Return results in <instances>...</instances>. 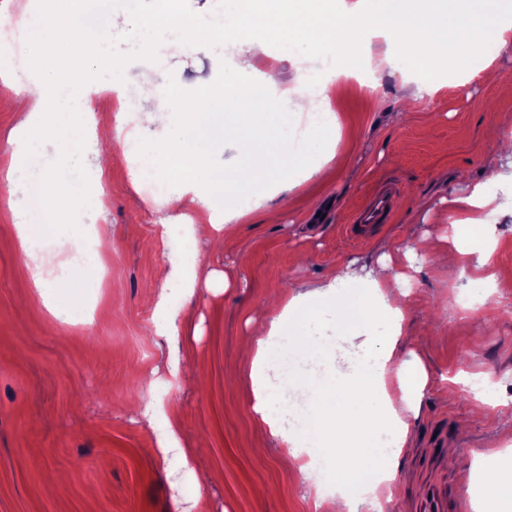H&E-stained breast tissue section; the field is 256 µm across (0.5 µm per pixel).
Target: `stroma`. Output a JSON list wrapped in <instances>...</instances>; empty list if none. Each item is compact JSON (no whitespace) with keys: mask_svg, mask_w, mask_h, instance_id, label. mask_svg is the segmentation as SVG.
<instances>
[{"mask_svg":"<svg viewBox=\"0 0 512 512\" xmlns=\"http://www.w3.org/2000/svg\"><path fill=\"white\" fill-rule=\"evenodd\" d=\"M106 32L96 50L73 68L95 71L99 57L126 64V88L136 105L155 102L167 81L195 90L192 74L218 69L230 42L176 52V30L149 34L138 12ZM495 80L443 86L403 112L406 76L377 71V88L353 77L332 84L335 157L315 177L270 201L279 217L265 223L252 212L220 243L169 238L179 210L166 204L176 190L166 175L134 180L123 152L99 167L97 144L81 149L67 178L98 174L105 206L55 225L48 253L55 269L70 259V237L96 224L111 240L101 290L85 293L66 314L34 288L16 239L31 223L0 189V512H317V492L336 487L338 466L324 461L303 475L288 465L283 439L252 412V364L243 354L258 325H270L272 297L334 275L344 264L372 266L404 248L447 250L448 200L479 180H492L496 139H512V49L495 57ZM386 182L401 193L389 223L352 237L344 226ZM493 264L498 287L475 297L473 267L424 268L405 301L409 310L398 348L416 352L428 377L421 411L412 419L414 450L400 460L395 480L380 484L357 512H462L476 500L468 488L475 454L488 443L512 448V222L496 227ZM195 252L202 267L227 276L228 287L199 282L190 301L173 297L179 315L170 335L145 304L148 284L182 266ZM332 346L322 353L323 375L359 363L384 336L346 341L334 325L320 329ZM177 344L179 375H171L169 346ZM489 386L495 401L473 413L475 395ZM176 411L184 447H201L196 470L209 474L204 491L169 468L154 449L161 414Z\"/></svg>","mask_w":512,"mask_h":512,"instance_id":"obj_1","label":"stroma"}]
</instances>
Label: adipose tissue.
<instances>
[{
    "label": "adipose tissue",
    "mask_w": 512,
    "mask_h": 512,
    "mask_svg": "<svg viewBox=\"0 0 512 512\" xmlns=\"http://www.w3.org/2000/svg\"><path fill=\"white\" fill-rule=\"evenodd\" d=\"M157 5L140 18L152 30L178 29L196 50L208 45L207 28L188 26L180 0H156ZM276 35L288 51V76L282 94L267 84L244 83L242 65L267 54L268 35ZM224 39L234 41L239 60L224 70L221 91L203 96L184 107L180 128H173L165 109L147 113L152 126L148 143L137 156L138 172L176 171L178 189L168 196L177 209L200 214L191 224L192 239H208L234 214H221L225 198L247 196L252 207H261L272 190L293 189L290 171L305 177L318 174L330 160L334 116L322 125L308 126L302 141L289 132L298 115L325 113L328 82L317 81L314 62L332 61L333 79L353 72H371L388 67L406 72L413 90L407 105L438 91L436 83L422 80L437 58L454 54L455 84L467 86L477 77L491 78L492 58L512 47V0H336L334 5L309 10L258 8L254 0H227ZM384 37L386 48L373 57L371 41ZM101 38L97 26L80 25L65 8L39 13L30 33L29 73L22 94L13 102L25 110L26 118L11 141L15 157H25L37 144L51 140L60 145L56 161L66 168L73 156L71 146L87 122L92 91L86 80L60 84L41 75L42 42L70 51L96 46ZM295 100L292 112L278 108L280 95ZM232 144L238 161L232 170L213 167L211 150ZM44 205L57 220L67 221L77 209L101 208V199L78 197L64 176L44 180ZM499 213L512 218V209L499 203L486 183L477 182L450 200L449 239L459 255L472 256L484 270L479 284L495 287L492 245L472 246L470 225L485 223L487 215ZM416 251L402 254L401 271L372 270L357 275L337 271L325 285L308 297H290L281 306L271 330L249 346L253 357V409L269 425L281 423L285 399L270 370L277 350L316 353L317 331L323 314H331L342 332L385 326V347L366 358L359 368L337 369L326 382L299 383L298 397L310 409L313 437L333 435L331 453L337 463L357 459L360 472L374 473L390 481L401 457L413 447L409 417L420 412L421 393L427 376L421 367L400 358L397 344L403 331L404 314L398 301L416 270ZM397 386L399 404H392L389 388Z\"/></svg>",
    "instance_id": "1"
}]
</instances>
